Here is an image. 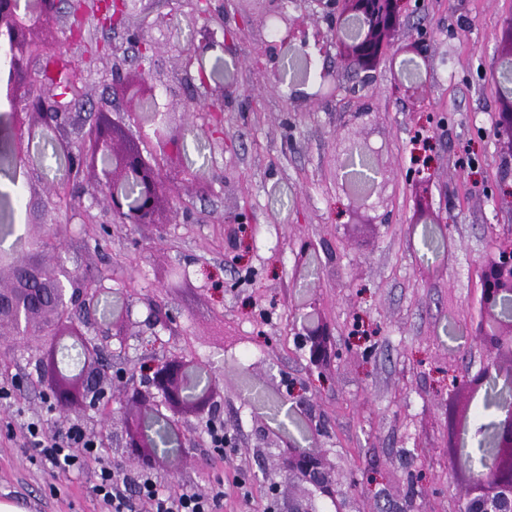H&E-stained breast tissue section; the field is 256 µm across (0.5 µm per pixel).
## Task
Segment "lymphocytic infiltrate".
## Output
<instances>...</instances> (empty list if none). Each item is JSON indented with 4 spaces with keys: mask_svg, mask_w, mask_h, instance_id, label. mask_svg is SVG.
Returning <instances> with one entry per match:
<instances>
[{
    "mask_svg": "<svg viewBox=\"0 0 512 512\" xmlns=\"http://www.w3.org/2000/svg\"><path fill=\"white\" fill-rule=\"evenodd\" d=\"M24 436L33 444L42 462L53 473L66 474L83 469L86 460L98 464L93 493L101 512H220L223 491L203 496L188 489L172 490L161 486L148 472L119 477L113 472L102 442L88 435L76 423L65 433L46 431L40 419L22 424Z\"/></svg>",
    "mask_w": 512,
    "mask_h": 512,
    "instance_id": "lymphocytic-infiltrate-1",
    "label": "lymphocytic infiltrate"
}]
</instances>
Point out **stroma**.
Wrapping results in <instances>:
<instances>
[{
  "label": "stroma",
  "mask_w": 512,
  "mask_h": 512,
  "mask_svg": "<svg viewBox=\"0 0 512 512\" xmlns=\"http://www.w3.org/2000/svg\"><path fill=\"white\" fill-rule=\"evenodd\" d=\"M145 2L138 20L156 43L159 107L177 112L189 92L176 38L151 27L154 0ZM223 4L226 21L245 23L226 54L206 59L211 67L232 65L237 95L225 105L224 145L206 146L201 128L208 118L201 114L185 138L186 161L205 173V185L174 189L159 229L117 223L90 194L76 209L46 207L40 258H61L84 276L104 279L130 307L138 333L100 344L108 367L138 377L173 353L212 367L223 395L216 415L237 435L238 451L226 458L190 422L193 450L177 472L160 471L159 483L202 494L224 490L223 512H270L255 450L260 430L278 422L245 389L306 381L318 402L322 442L346 475L342 491L355 498L357 512H454L463 485L448 469V373L480 367L462 323L480 318V270L496 232L512 226V202L501 193L512 189V156L493 134L500 31L512 18V0H424L421 13L405 19L390 54L428 31L434 58L422 73L429 87L424 110L392 95L390 61L364 81L332 52L320 54L319 64L334 68L335 94L317 96L310 81L303 90L312 102L290 103L289 86L271 90L267 71L251 66L259 38L270 35L261 7L256 0ZM86 62L98 77L81 115L109 113L152 157L148 129L130 124L102 79L112 56L100 51ZM351 130L378 151L384 170L363 226L355 225L336 184L337 155ZM422 142L433 207L452 226L444 238L412 221L409 175ZM243 206L249 224L222 223V215ZM303 237L317 252L302 264L294 244ZM311 292L335 329L338 356L322 377L311 373L290 327L292 305ZM153 303L172 311L173 328L146 325ZM47 342L0 338V366L13 383L10 398L0 399V502L21 512H100L95 462L55 476L20 425L38 417L46 430L63 432L77 422L96 436L121 399L96 410L55 411L36 368Z\"/></svg>",
  "instance_id": "obj_1"
}]
</instances>
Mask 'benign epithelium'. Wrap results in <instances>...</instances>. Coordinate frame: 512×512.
<instances>
[{
  "label": "benign epithelium",
  "instance_id": "1",
  "mask_svg": "<svg viewBox=\"0 0 512 512\" xmlns=\"http://www.w3.org/2000/svg\"><path fill=\"white\" fill-rule=\"evenodd\" d=\"M270 19L278 22L283 33L281 43L292 52L304 51L308 46L306 23L301 17L288 14L285 0H257ZM121 21L126 43L135 47L140 60L134 72L112 68L110 85L113 93L121 94L129 107V120H142L143 104L153 103L157 84L153 77L155 42L134 22L142 12V0H119ZM309 10L327 25V31L315 32V38L337 50L347 67L358 73L370 74L385 59L387 47L402 17L408 12L421 10V0H308ZM182 11L156 12L153 25L171 31L178 25ZM197 20L204 21L189 30V39L178 49L181 72L195 75L197 96L185 103V123L175 126L168 115L152 118L153 139L159 165L145 162L137 143L127 140L122 146L116 141L124 138L122 127L115 125L105 114H99L95 124L82 132L77 140L66 135L74 113L66 111L61 98L48 88L41 91L44 104L36 108L16 107L21 97V79L29 57L40 48L39 33L57 22L58 0H0V43L7 46L11 64L6 79L9 91L5 98L15 104L9 112V121H0V142L9 145L16 167L31 179L42 161L31 155L29 138L32 130L40 129L44 135L57 140V154L70 164L76 179H64L47 185L48 195L58 198L73 196L72 187L92 188L107 203L111 214L122 224L137 227L161 224L162 203L176 184L205 180L203 173L189 166L181 146L188 123L197 112L224 110V103L234 95V86L207 74L204 55L217 49L225 50L230 38L216 32L206 24L214 16L224 22V7L208 6L207 12L193 8ZM402 52L429 59V39L422 32ZM394 90L400 97L417 108L428 103V84L420 77L398 79ZM494 129L497 139L512 153V100L500 102ZM368 157L371 165V186L377 185L381 173L378 153L362 139L348 137L344 142L343 157L353 152ZM339 188L349 197L351 205H366L370 194L354 192L346 177L337 176ZM416 198L418 221L429 219L437 224L442 235L448 225L432 206L430 176L421 172L411 179ZM512 228L507 229L508 241L499 245L480 273L484 312L481 319L468 327L469 335L482 349L480 370L465 381L448 376V396L452 405L448 414V429L455 448L461 425H466L471 440L477 442L488 470L484 473L473 468L455 467L456 454L449 453L452 470L463 477L465 488L456 496L458 512H512V392L490 390L489 382L512 374V315L498 311L505 299L512 298ZM105 286L91 288L76 271L62 261L46 265L34 257L12 255L0 258V337L7 335L18 341H29L37 328H47L54 344L38 359L43 383L61 411L71 406L85 410L96 407L100 401L112 397L113 389L121 384L126 392L125 447L132 454L152 463L163 458L170 471H175L187 456L191 443L183 433L182 418L193 416L199 421L215 417L217 384L208 378L197 388L193 380L204 374V368L191 363L181 355H172L149 365L140 381L117 369L108 373L97 357V346L89 338V330L103 339H121L128 335L131 313L125 304L108 297ZM294 335L307 348L308 360L321 372L336 360L332 344L333 331L322 317L320 302L309 297L293 312ZM485 391L488 406L494 409L493 419L478 424L470 418L471 403L464 409L454 405L457 393L464 391L472 397ZM292 411L310 434L313 447L304 449L296 445L288 431L276 433L278 467L276 471L309 486L320 501H329L335 512H351L349 500L341 493L336 479V466L319 444L320 424L316 404L307 396V389L289 388ZM160 422L166 426L179 452L171 454L159 450V443L151 426Z\"/></svg>",
  "mask_w": 512,
  "mask_h": 512
}]
</instances>
